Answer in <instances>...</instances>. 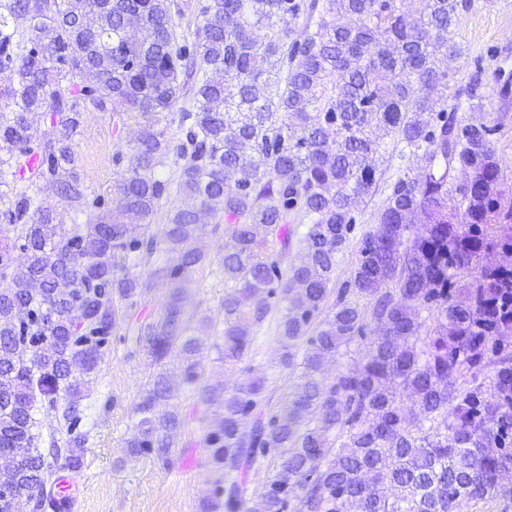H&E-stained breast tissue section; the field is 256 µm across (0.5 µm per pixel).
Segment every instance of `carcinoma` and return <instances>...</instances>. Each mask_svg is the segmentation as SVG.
<instances>
[{
    "label": "carcinoma",
    "instance_id": "carcinoma-1",
    "mask_svg": "<svg viewBox=\"0 0 512 512\" xmlns=\"http://www.w3.org/2000/svg\"><path fill=\"white\" fill-rule=\"evenodd\" d=\"M83 2L0 0V71L17 72L0 87L13 104L0 113V231L13 233L0 234V512H62L52 477L81 469L87 441L72 371H96L117 302L146 294L133 269L163 254L177 260L157 268L173 291L140 336L158 366L179 347L181 383L221 398L201 439L216 475L205 512H243L241 474L261 461L256 512H466L512 499V199L498 189L497 128L448 111L444 67L468 0H405L406 13L399 0H197L194 40L181 44L175 0H104L95 12ZM131 9L140 21L129 28ZM478 88L456 99L480 110ZM83 109L145 118L113 209L88 202L77 170ZM407 152L423 175L391 179L384 155ZM171 157L174 180L158 174ZM42 181L61 209L37 204ZM174 193L198 205L175 206ZM376 195L377 227L330 305L357 209ZM203 211L229 223L221 359L247 358L282 310L281 363L302 372L276 410L261 380L225 397L198 387L203 341L181 282L203 262ZM301 223L305 258L285 270ZM17 248L25 269L9 275ZM358 339L366 358L321 377ZM64 397L41 448L37 415ZM173 398L171 376L157 373L130 455L168 463L185 418L156 406Z\"/></svg>",
    "mask_w": 512,
    "mask_h": 512
}]
</instances>
